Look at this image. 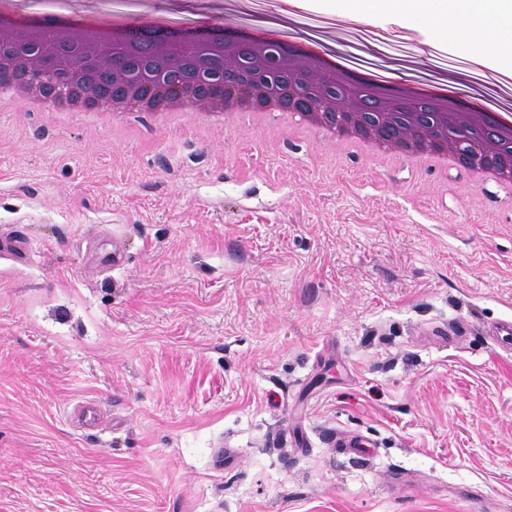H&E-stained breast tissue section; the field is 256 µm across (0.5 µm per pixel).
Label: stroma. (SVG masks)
Instances as JSON below:
<instances>
[{"label":"stroma","instance_id":"obj_1","mask_svg":"<svg viewBox=\"0 0 512 512\" xmlns=\"http://www.w3.org/2000/svg\"><path fill=\"white\" fill-rule=\"evenodd\" d=\"M53 6L245 30L283 2ZM332 8L293 35L373 54L376 20ZM385 31L384 62L461 64ZM201 116L0 111V246L28 243L0 253V512H512V191Z\"/></svg>","mask_w":512,"mask_h":512}]
</instances>
